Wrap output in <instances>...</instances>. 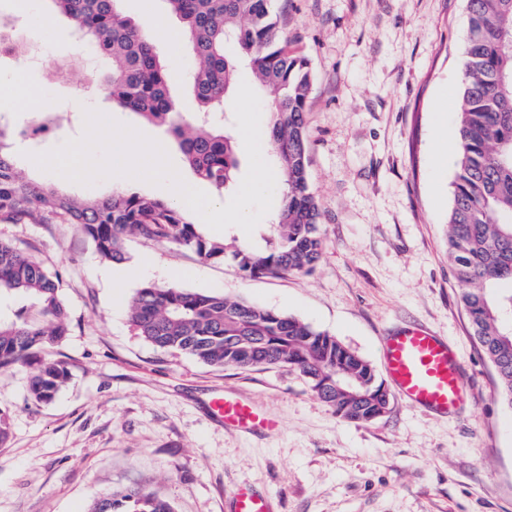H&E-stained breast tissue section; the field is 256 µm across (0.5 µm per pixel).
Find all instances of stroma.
Returning <instances> with one entry per match:
<instances>
[{
  "instance_id": "1",
  "label": "stroma",
  "mask_w": 512,
  "mask_h": 512,
  "mask_svg": "<svg viewBox=\"0 0 512 512\" xmlns=\"http://www.w3.org/2000/svg\"><path fill=\"white\" fill-rule=\"evenodd\" d=\"M294 51L309 59L310 188L321 208L323 254L312 274L246 277L232 261L189 248L127 239V267L150 259L145 279L112 284L77 224H0V238L62 275L71 331L52 350L71 378L35 403L32 369L0 370V409L11 435L0 446V512H87L113 489L140 485L174 512H228L239 484L270 494L274 512H512V410L469 336L448 260V209L457 156V104L467 35L466 0H279ZM0 18L49 46L75 44L53 0H0ZM182 115L197 104L183 43L160 41ZM80 71L58 79L0 56V126L59 111L49 150L83 132L97 109L157 140L182 178L196 179L165 127L112 104L104 90L79 96ZM443 108H436L437 99ZM446 153H438L439 141ZM12 143L22 170L58 189L115 191L40 170ZM246 299L336 337L386 379L382 339L423 325L447 340L470 381L459 414L444 418L391 395L383 416L352 423L288 367L215 368L147 343L127 301L143 281ZM217 391L249 397L278 416L271 436L225 429L207 409Z\"/></svg>"
}]
</instances>
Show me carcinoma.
<instances>
[{
	"label": "carcinoma",
	"instance_id": "obj_1",
	"mask_svg": "<svg viewBox=\"0 0 512 512\" xmlns=\"http://www.w3.org/2000/svg\"><path fill=\"white\" fill-rule=\"evenodd\" d=\"M79 41L105 61L112 101L163 125L196 176L224 193L240 168L231 128L216 120L233 96L238 68H251L272 114L265 147L279 163L280 201L257 247L215 238L177 205L136 192L60 193L25 178L0 127V224H80L99 257L127 260L129 237L189 247L207 261L231 258L245 276L308 274L324 239L309 184L307 105L312 71L290 49L275 0H167L183 22L193 61L188 84L201 113L185 118L169 88L158 43L124 18L117 0H53ZM468 35L458 107V155L448 210V258L470 335L492 365L496 397L512 410V0H466ZM62 275L0 239V369L33 365L30 397L52 401L70 372L46 351L70 333ZM129 320L153 347L212 367L288 366L342 419L369 423L389 396L369 361L303 320L241 298L145 283ZM88 512H173L139 486L116 489Z\"/></svg>",
	"mask_w": 512,
	"mask_h": 512
}]
</instances>
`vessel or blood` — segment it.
Listing matches in <instances>:
<instances>
[{"instance_id":"b4317fda","label":"vessel or blood","mask_w":512,"mask_h":512,"mask_svg":"<svg viewBox=\"0 0 512 512\" xmlns=\"http://www.w3.org/2000/svg\"><path fill=\"white\" fill-rule=\"evenodd\" d=\"M385 369L397 394L426 410L454 413L465 396L467 383L457 358L448 344L423 326H409L388 336L383 344ZM208 408L225 427L241 432L271 431L275 418L261 411L251 400L213 393ZM233 512H272L269 499L248 486L232 493Z\"/></svg>"}]
</instances>
